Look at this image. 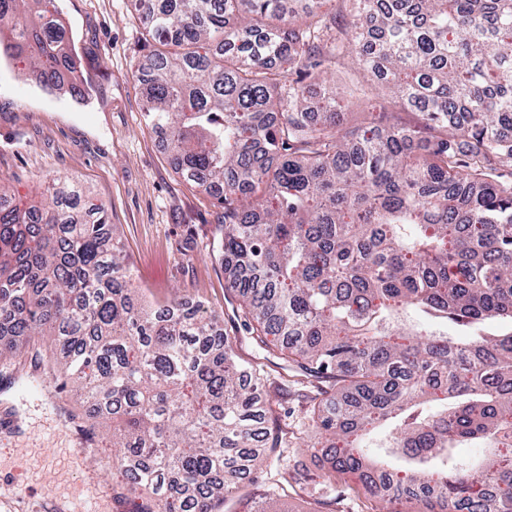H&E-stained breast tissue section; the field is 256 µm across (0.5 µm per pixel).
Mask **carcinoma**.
Masks as SVG:
<instances>
[{
	"mask_svg": "<svg viewBox=\"0 0 512 512\" xmlns=\"http://www.w3.org/2000/svg\"><path fill=\"white\" fill-rule=\"evenodd\" d=\"M158 0L160 49L142 93L171 165L224 208V279L253 340L323 378L313 411L329 468L391 512H512V0ZM58 0H0V56L55 89L74 78ZM349 49L442 130L343 128L354 102L319 67ZM298 73L302 78L289 79ZM24 205L0 185V358L42 363L112 420V500L126 512H233L268 452L262 363L243 365L221 318L150 303L105 209L67 176ZM459 333L448 335V323ZM464 442L494 452L475 467ZM290 471L266 470L248 512H287Z\"/></svg>",
	"mask_w": 512,
	"mask_h": 512,
	"instance_id": "obj_1",
	"label": "carcinoma"
}]
</instances>
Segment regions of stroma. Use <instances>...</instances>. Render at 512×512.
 Masks as SVG:
<instances>
[{
    "label": "stroma",
    "instance_id": "1",
    "mask_svg": "<svg viewBox=\"0 0 512 512\" xmlns=\"http://www.w3.org/2000/svg\"><path fill=\"white\" fill-rule=\"evenodd\" d=\"M68 47L78 66L79 97L43 92L28 74L10 69L0 80V183L17 201L38 200V187L69 176L105 207L125 243L139 287L162 300L179 294L203 302L220 315L224 332L239 356L265 362L268 390H276L283 363L266 359L251 339V322L224 287V258L217 247L224 236L216 200L171 166L166 139L145 124L138 63L155 50L141 14L129 0H62ZM40 374L32 365L17 370V387L0 390V408L12 410L26 428L19 438L0 436V486L14 483L12 463L27 451L35 467L25 484L30 502L47 490L40 464L60 458L67 434L57 425V405L74 408L68 392L28 394ZM315 388L290 394L275 415L302 450L290 453L293 487L287 512H371L355 476L331 474L326 484L310 474L326 469L309 412Z\"/></svg>",
    "mask_w": 512,
    "mask_h": 512
}]
</instances>
